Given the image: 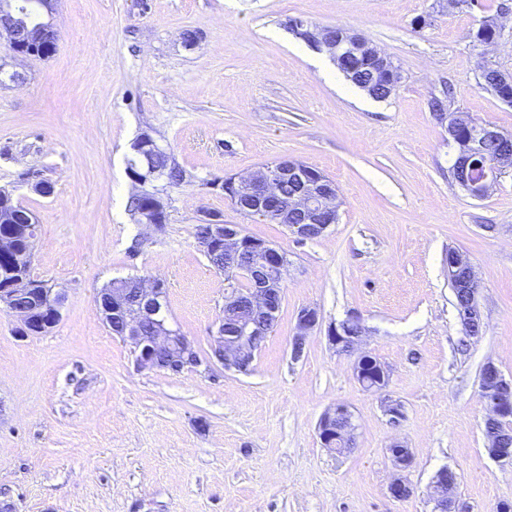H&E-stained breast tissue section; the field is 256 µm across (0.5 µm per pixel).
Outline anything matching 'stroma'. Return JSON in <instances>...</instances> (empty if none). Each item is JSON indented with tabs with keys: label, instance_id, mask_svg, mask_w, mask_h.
Listing matches in <instances>:
<instances>
[{
	"label": "stroma",
	"instance_id": "1",
	"mask_svg": "<svg viewBox=\"0 0 512 512\" xmlns=\"http://www.w3.org/2000/svg\"><path fill=\"white\" fill-rule=\"evenodd\" d=\"M487 12L503 21L489 48L473 38ZM292 17L366 38L399 69L395 91L354 86ZM50 21L55 53L14 61L24 82L0 85V188L38 222L31 276L66 300L55 327L27 337L0 310V512H431L444 467L466 512L512 499V463L485 449L479 391L486 363L512 378V172L468 197L430 109L443 94L512 134V106L481 79L485 66L512 73V0H58ZM144 132L186 173L159 230L126 210V158ZM284 158L336 184L338 220L320 238L242 216L218 185ZM203 211L286 253L277 324L246 374L137 369L96 294L118 277L161 279L171 326L208 355L224 276L195 236ZM452 248L480 283L476 337L458 319ZM305 307L321 325L295 360ZM353 316L390 373L382 391L328 340ZM339 404L356 425L342 454L318 436ZM394 440L412 453L406 470ZM397 477L408 498L391 497Z\"/></svg>",
	"mask_w": 512,
	"mask_h": 512
}]
</instances>
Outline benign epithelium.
Returning <instances> with one entry per match:
<instances>
[{
  "label": "benign epithelium",
  "mask_w": 512,
  "mask_h": 512,
  "mask_svg": "<svg viewBox=\"0 0 512 512\" xmlns=\"http://www.w3.org/2000/svg\"><path fill=\"white\" fill-rule=\"evenodd\" d=\"M58 0H34L25 5L18 0H0V37L6 36L5 56L27 57L38 43L48 38L58 41L53 26L41 20L42 12L53 13ZM296 28L305 40L317 48L329 52L336 65L349 57L365 55L371 59L391 87H396L400 75L392 61L365 38L344 28H323L309 24L303 19L295 21ZM440 123L448 127V136L463 127L473 128L465 151L458 157L454 171L455 182L470 198H485L492 186L503 173L512 169V154L504 155L487 163L478 162L482 143L488 138H499L512 143V134H507L489 123L480 125L459 112L438 113ZM139 158V164L129 171L131 181L140 187V192H150L158 199L164 189L156 182L161 179L159 170L153 168L150 158L163 151V147L149 135H142L132 145ZM482 168V175L474 179L471 171ZM292 180L300 184L297 196L288 198L284 205H277L280 184ZM224 195L237 203L240 213L248 217L286 224L288 233L299 240H313L321 237L338 219L335 183L320 172L301 162L282 159L246 176L224 178ZM140 224L158 226L165 224L169 216L158 201L143 213L137 214ZM199 223L210 225L207 236L200 238L205 254L224 252V316L218 322L214 347L207 360H215L224 369L247 372L252 367L256 352L270 334V327L276 322L280 308L271 307L270 297L281 291V284L288 268L284 252L265 240L254 238L244 232L239 224H223L205 212ZM27 248L12 273V278L0 285V305L13 313L19 322L18 332L27 336L45 331L47 324L42 318L44 310L51 309L60 314L64 295L53 288H41L35 293L23 287L25 283L21 270L30 266L34 244L37 239V224L34 218H27L23 225ZM448 274L451 286L464 291L466 301L459 307L458 316L467 330L482 324L478 308L479 281L473 264L465 253L458 249L448 251ZM250 281L247 289L249 314L238 309L241 278ZM137 295V303L126 304V289L104 288L96 300V306L104 320L119 312L123 315L120 337L134 347L136 364L144 369H157L172 375L192 371L202 365L204 358L198 355L195 345L183 333L171 328L158 318L165 307V291L158 279L145 277L131 281ZM153 323L152 334L144 336L140 327L145 320ZM357 325L352 331L340 323L329 330L328 339L339 353L353 351L359 344L365 329L357 318L351 319ZM320 325L318 310L314 307L301 309L296 316L295 332L291 340V354L297 359L310 333ZM355 375L362 387L369 391L383 389L388 382L387 368L369 355L359 357L354 366ZM480 390L485 404L484 425L493 426L503 420L506 410L512 411V379H508L492 362L483 367L480 376ZM348 420L349 429H355L353 414L348 406L338 404L327 411L318 424V435L322 445L333 449L348 443L343 432L336 430V418ZM389 453L402 469L412 464L409 449L401 442L394 441ZM456 480L448 475V468L440 469L430 486L432 512H462L456 498Z\"/></svg>",
  "instance_id": "7a95c632"
}]
</instances>
